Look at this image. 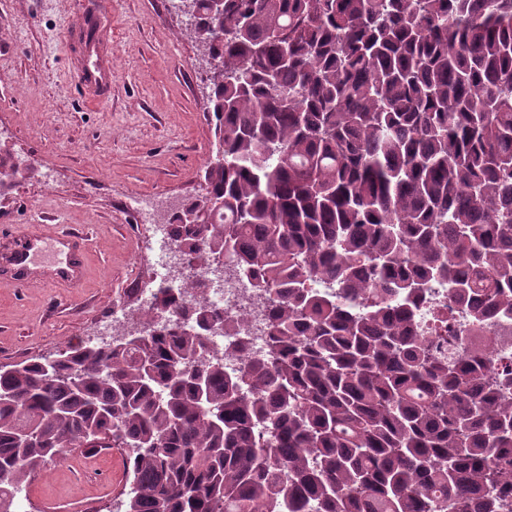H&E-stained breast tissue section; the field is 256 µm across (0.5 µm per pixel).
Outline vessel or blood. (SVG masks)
<instances>
[{"mask_svg":"<svg viewBox=\"0 0 512 512\" xmlns=\"http://www.w3.org/2000/svg\"><path fill=\"white\" fill-rule=\"evenodd\" d=\"M86 50L82 63L74 76L79 84L90 91L112 80V67L105 59L104 49L99 40L85 43ZM51 253L48 276L54 283L74 286L83 276L86 255L75 241L72 233L61 231L52 237L42 232L24 234L19 241L0 243V267L10 273L17 287H25L37 278L38 259L44 253Z\"/></svg>","mask_w":512,"mask_h":512,"instance_id":"vessel-or-blood-1","label":"vessel or blood"}]
</instances>
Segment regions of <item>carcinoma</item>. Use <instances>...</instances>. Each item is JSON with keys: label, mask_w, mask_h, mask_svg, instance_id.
Returning <instances> with one entry per match:
<instances>
[{"label": "carcinoma", "mask_w": 512, "mask_h": 512, "mask_svg": "<svg viewBox=\"0 0 512 512\" xmlns=\"http://www.w3.org/2000/svg\"><path fill=\"white\" fill-rule=\"evenodd\" d=\"M195 12L223 160L166 223L269 297L266 355L224 372L209 329L240 319L195 277L156 306L179 337L0 367V512L91 431L124 512H512V371L479 349L512 311V0ZM433 282L470 305L452 360L386 304Z\"/></svg>", "instance_id": "obj_1"}]
</instances>
